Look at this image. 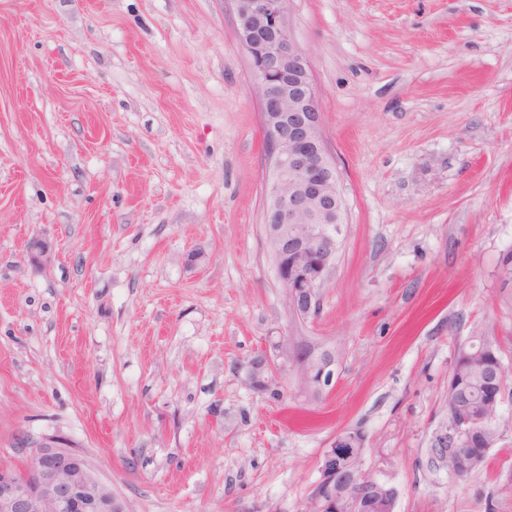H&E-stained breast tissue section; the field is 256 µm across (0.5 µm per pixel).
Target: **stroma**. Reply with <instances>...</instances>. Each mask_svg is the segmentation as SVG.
Returning <instances> with one entry per match:
<instances>
[{
	"instance_id": "obj_1",
	"label": "stroma",
	"mask_w": 512,
	"mask_h": 512,
	"mask_svg": "<svg viewBox=\"0 0 512 512\" xmlns=\"http://www.w3.org/2000/svg\"><path fill=\"white\" fill-rule=\"evenodd\" d=\"M289 23L346 217L307 322L226 0H0V466L55 437L129 512H303L359 429L396 512H512V0H292ZM477 330L502 350L499 439L460 479L428 447ZM302 351L336 358L321 398ZM264 354L280 394L248 383Z\"/></svg>"
}]
</instances>
